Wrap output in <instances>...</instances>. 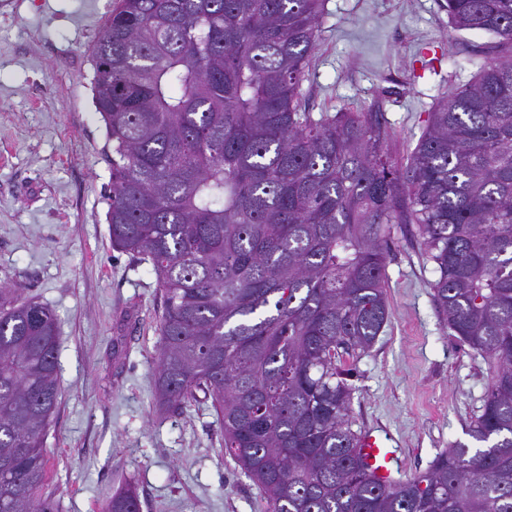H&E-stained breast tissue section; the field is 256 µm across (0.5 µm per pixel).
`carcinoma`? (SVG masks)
<instances>
[{"mask_svg": "<svg viewBox=\"0 0 512 512\" xmlns=\"http://www.w3.org/2000/svg\"><path fill=\"white\" fill-rule=\"evenodd\" d=\"M324 0H117L92 51L112 249L161 295L156 403L204 393L268 512H512V0H446L493 36L402 165L380 105L314 117L303 82ZM415 224L433 298L494 364L469 435L389 486L367 470L343 357L390 321L394 225ZM0 288V512L45 498L57 319ZM132 486L104 512H140Z\"/></svg>", "mask_w": 512, "mask_h": 512, "instance_id": "obj_1", "label": "carcinoma"}]
</instances>
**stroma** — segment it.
Listing matches in <instances>:
<instances>
[{"mask_svg": "<svg viewBox=\"0 0 512 512\" xmlns=\"http://www.w3.org/2000/svg\"><path fill=\"white\" fill-rule=\"evenodd\" d=\"M442 2L325 0L303 83L309 112L382 101L391 155L405 162L490 40L451 27ZM113 6L0 0V287L48 305L58 323L43 492L63 512H101L130 480L141 512H265L224 456L208 403L184 413L155 403L160 292L148 263L112 248L106 132L92 100L91 48ZM386 274L391 318L354 363L351 416L355 429L387 435L411 476L470 443L492 372L440 318L416 225H396Z\"/></svg>", "mask_w": 512, "mask_h": 512, "instance_id": "1", "label": "stroma"}]
</instances>
